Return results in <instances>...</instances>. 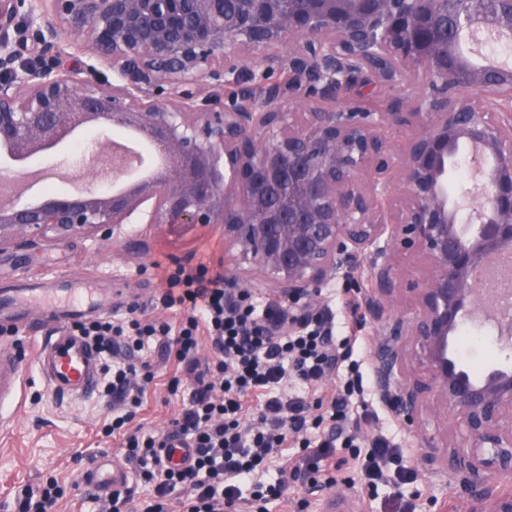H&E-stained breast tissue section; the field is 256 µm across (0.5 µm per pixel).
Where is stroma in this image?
<instances>
[{"label":"stroma","mask_w":512,"mask_h":512,"mask_svg":"<svg viewBox=\"0 0 512 512\" xmlns=\"http://www.w3.org/2000/svg\"><path fill=\"white\" fill-rule=\"evenodd\" d=\"M99 131L84 129L72 146L59 153L33 157L34 168H59L58 178L71 182L80 175L89 182L92 174L84 167L82 156L87 146L98 141ZM126 242L116 243L99 237H75L63 242H43L27 249L0 250V285L31 274L45 278L82 277L94 279L97 287L112 291V305L104 309L105 317L123 318L132 303L146 305L148 314L158 320L178 324L180 311L161 305L166 284L165 268L174 263L186 266L206 264L210 270L224 271V231L221 225L128 224ZM345 290L335 283L321 288L317 301L333 318L335 336H343L345 327L363 325V343L340 348L339 366L330 370L309 393L311 415H320L319 397L338 388L342 369L358 364L366 383L364 396L355 398L343 432L357 437L360 446L384 439L410 449L414 455L416 475L411 483L396 482L394 468L373 487L356 481L351 466L317 476L301 471L289 476L295 492L287 501H276L269 512H322L328 499H335L337 512H434L433 501L448 499L458 512H466L469 493L449 471L445 459L427 461L421 450L426 437H443L447 421L423 414L416 427L400 423L393 408L380 399L375 390L373 346L379 326L363 307L338 308L337 299ZM31 329L5 340L6 351L21 355L23 372L22 397L18 405L0 416V512H15L16 497L25 486L55 478L64 489L56 512H101L99 492L87 486L82 475L96 466L103 453L120 454V436H107L103 427L112 416V398L105 393L84 401L53 399L41 382L34 361V350L51 328L39 316H32ZM467 347L458 349L463 366L479 362L482 368L512 365V348L503 345L497 330L490 324L470 323ZM155 371L135 421L146 429L161 432L177 418L182 398L169 391L176 374L173 362L158 350L146 355Z\"/></svg>","instance_id":"obj_1"}]
</instances>
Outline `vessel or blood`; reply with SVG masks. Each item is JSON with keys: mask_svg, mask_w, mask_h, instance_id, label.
<instances>
[{"mask_svg": "<svg viewBox=\"0 0 512 512\" xmlns=\"http://www.w3.org/2000/svg\"><path fill=\"white\" fill-rule=\"evenodd\" d=\"M111 295L101 294L90 281H49L30 276L9 288L0 289V321L13 330L30 328L28 312L39 308L43 321L56 330L39 345L35 357L38 373L47 390L57 399L92 397L99 384L102 361L97 349L72 332L69 321L111 305ZM22 375L14 359L0 354V405L16 401ZM86 483L102 492L123 489L129 480L125 463L103 455L98 465L85 473Z\"/></svg>", "mask_w": 512, "mask_h": 512, "instance_id": "b4317fda", "label": "vessel or blood"}]
</instances>
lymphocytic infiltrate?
I'll return each instance as SVG.
<instances>
[{"label": "lymphocytic infiltrate", "mask_w": 512, "mask_h": 512, "mask_svg": "<svg viewBox=\"0 0 512 512\" xmlns=\"http://www.w3.org/2000/svg\"><path fill=\"white\" fill-rule=\"evenodd\" d=\"M164 276L167 290L161 303L183 311L178 325L148 317L145 306L135 304L124 322L95 320L78 327L102 352L161 350L192 382L171 429L147 433L131 423L154 379L151 363L141 358L113 367L106 387L112 395V422L106 432H124V456L137 464L141 481L151 484L152 492L138 501L128 492L110 495L105 512H267L269 500L288 493L282 450L290 437L309 428L304 392L337 361L332 332L322 317L287 332L288 312L280 301L247 292L228 301L223 274L206 265H179ZM204 337L213 351L205 363L197 357ZM361 387L354 373L328 397L323 414L327 435L315 444L302 442L314 450L312 470L339 467L340 450L353 448L340 424L349 398ZM167 448L191 449L189 464H167ZM273 464L281 480L257 482L256 474ZM248 482L253 492L246 498L242 487Z\"/></svg>", "instance_id": "f902f5d3"}]
</instances>
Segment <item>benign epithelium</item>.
Wrapping results in <instances>:
<instances>
[{"mask_svg":"<svg viewBox=\"0 0 512 512\" xmlns=\"http://www.w3.org/2000/svg\"><path fill=\"white\" fill-rule=\"evenodd\" d=\"M488 31L512 36V0H0L1 148L22 161L97 125L132 129L164 158L120 191L93 181L0 206V250L118 242L140 220L220 224L229 298L256 273L300 304L290 327L319 313L317 289L365 288L377 393L408 426L426 400L455 419L448 464L468 512H512V369L475 379L451 349L477 309L512 334L473 277L512 253V65L459 49L462 34ZM419 66L429 81L417 95L360 105L359 88L400 87ZM214 84L228 104L206 92ZM406 127L416 132L399 146L388 131ZM462 145L482 182L460 205L448 170ZM397 249L428 268L409 284V318L387 306ZM411 358L424 377L402 385Z\"/></svg>","mask_w":512,"mask_h":512,"instance_id":"1","label":"benign epithelium"}]
</instances>
